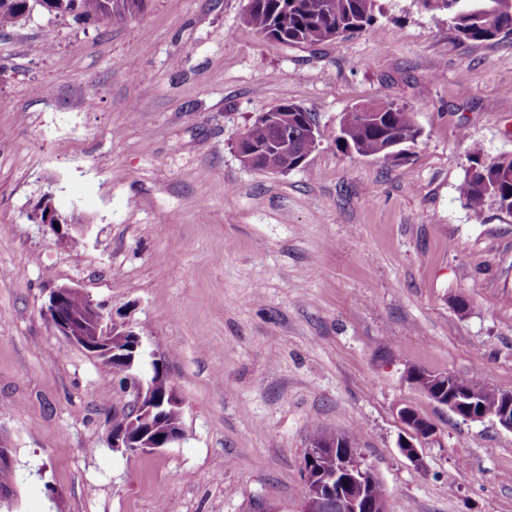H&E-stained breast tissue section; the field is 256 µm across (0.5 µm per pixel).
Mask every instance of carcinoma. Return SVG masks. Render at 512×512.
<instances>
[{"label":"carcinoma","instance_id":"carcinoma-1","mask_svg":"<svg viewBox=\"0 0 512 512\" xmlns=\"http://www.w3.org/2000/svg\"><path fill=\"white\" fill-rule=\"evenodd\" d=\"M46 12L71 16L78 21L110 19L121 11L136 16L145 10L147 0H45ZM377 0H249L245 21L257 33L286 45H318L342 34L362 30L371 25ZM430 10L448 11L457 36L472 41H486L501 35H512V0H423ZM26 0H0V30L16 26ZM284 124L279 127L252 124L249 137L257 145L276 137H288L303 143L306 124L313 114L296 103H281ZM370 116L355 109L346 114L338 142L358 155L378 156L404 153L420 136L412 113L389 100H378L368 108ZM460 196L473 207L488 199L498 208L512 214V157H485L480 147L474 148L470 169L458 187ZM449 389L473 393L480 415L496 420L500 411L502 388L490 386L473 376L452 375Z\"/></svg>","mask_w":512,"mask_h":512}]
</instances>
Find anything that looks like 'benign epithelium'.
<instances>
[{
  "label": "benign epithelium",
  "mask_w": 512,
  "mask_h": 512,
  "mask_svg": "<svg viewBox=\"0 0 512 512\" xmlns=\"http://www.w3.org/2000/svg\"><path fill=\"white\" fill-rule=\"evenodd\" d=\"M308 136L302 148L275 140L263 147L255 145L247 132L239 134L235 142V152L245 165L251 167L258 157L266 154H277L282 158V164L272 168L274 172H288L303 166L307 153L317 143L318 127L307 125ZM30 220L49 228L56 236L58 244L70 247L78 237L71 234V222L64 218L54 202V194L46 192L40 203L29 213ZM79 290L63 285L55 288L46 307V316L55 331L63 336L70 344L85 351L90 356L103 362H120L128 371L127 379L133 386V399L128 425L121 431L112 432V447L126 448L138 454H147L171 444L184 441L182 432L176 430L162 437H154L144 428L155 414L172 411L181 413L182 401L174 387L160 393L155 384L145 378L131 374L134 366L135 352L142 346L141 336L112 323V317L105 314L102 308L88 295H83L84 304L74 309L70 306L73 296ZM449 374L443 373L431 378L436 383L433 389L436 400L440 405L452 412L457 409H468L470 405L464 391L455 392L451 399L442 398V392L448 390ZM399 417L408 429V436L401 440L400 449L411 461H419L417 443L431 440L436 435L433 423L420 419L410 413V408L404 407L399 411ZM501 428L512 431V394L505 393L501 397V409L496 419ZM319 455L336 457V471L326 474L320 469L305 470L307 492L303 512H329L332 507L340 512H388L387 498L376 499L371 495L373 484L370 468L355 470L349 463L350 454L344 445L338 442V435L329 433L314 440V448L308 455L309 462H315Z\"/></svg>",
  "instance_id": "1"
}]
</instances>
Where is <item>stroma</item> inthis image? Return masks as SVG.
<instances>
[{
	"label": "stroma",
	"mask_w": 512,
	"mask_h": 512,
	"mask_svg": "<svg viewBox=\"0 0 512 512\" xmlns=\"http://www.w3.org/2000/svg\"><path fill=\"white\" fill-rule=\"evenodd\" d=\"M248 0H148L120 22L45 13L0 32V433L16 512H301L314 425L354 433L388 512H512V432L462 420L411 368L512 387V215L458 192L474 145L512 156V39L462 41L419 0L365 30L288 46ZM413 114L406 158L346 152L345 114ZM319 128L286 173L239 161L255 116ZM62 247L29 211L45 191ZM80 288L162 356L183 443L111 445L123 376L59 336ZM410 406L437 434L398 443ZM30 220L35 224L48 227L56 236L59 245L71 247L78 245L79 238L72 235L70 229L77 224H71L67 218L57 209L54 202V194L46 192L42 196L40 203L28 214Z\"/></svg>",
	"instance_id": "35a3bbf8"
}]
</instances>
